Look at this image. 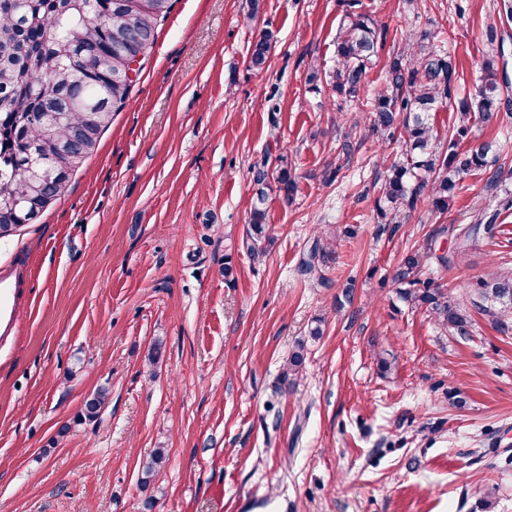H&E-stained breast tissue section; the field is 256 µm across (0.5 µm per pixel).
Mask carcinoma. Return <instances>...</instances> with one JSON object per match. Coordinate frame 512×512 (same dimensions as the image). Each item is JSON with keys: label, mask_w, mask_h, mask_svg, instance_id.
<instances>
[{"label": "carcinoma", "mask_w": 512, "mask_h": 512, "mask_svg": "<svg viewBox=\"0 0 512 512\" xmlns=\"http://www.w3.org/2000/svg\"><path fill=\"white\" fill-rule=\"evenodd\" d=\"M171 9V0H0V228L11 235L31 224L65 193L74 171L95 149L112 123L113 113L129 101L133 84L127 75L135 56L149 55L157 28ZM273 35L266 32L251 48V67L261 69L269 57ZM384 32L366 14L346 15L336 39V67H314L308 83L324 82L343 99L360 96L365 76L379 58ZM459 73L455 56L433 43L424 31L407 37L383 67V77L366 101L370 127L383 143H401L389 153V164L374 183L378 223H407L419 204L432 215L452 205L461 181L500 162L505 145L485 140L471 149L472 122L491 125L512 105L496 56L484 59L482 75L468 96L452 102ZM455 107L451 133L441 136L435 114ZM512 179V166L500 162L488 171L487 190L498 193ZM254 181L259 188L250 208L246 247L252 255L270 241L267 194L274 183L285 200L293 198L297 181L284 157L274 168L263 166ZM512 209L504 197L494 208L473 215L459 228L454 245L442 255L410 250L402 256L393 281L398 297L423 310L441 328L460 337L470 335L472 312L490 317L512 313V270L494 268L479 278L462 305L448 289L422 279L430 259L444 267L461 262L484 239L498 232L501 215ZM336 260V235L314 239L301 272L313 275ZM298 343L283 365L282 379L293 384L305 356ZM109 390L100 387L84 400L81 418L98 419ZM168 460L155 449L143 464L140 489L149 488Z\"/></svg>", "instance_id": "obj_1"}]
</instances>
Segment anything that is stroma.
<instances>
[{"instance_id":"stroma-1","label":"stroma","mask_w":512,"mask_h":512,"mask_svg":"<svg viewBox=\"0 0 512 512\" xmlns=\"http://www.w3.org/2000/svg\"><path fill=\"white\" fill-rule=\"evenodd\" d=\"M500 4L428 0L415 16L402 0H260L250 19L241 0H172L127 106L65 195L0 240V266L31 269L20 330L0 335V512H512V315L505 330L474 315L470 336H453L393 282L404 251H449L458 225L495 207L486 178L466 177L444 215L378 223L387 153L365 99L307 82L311 66H335L339 25L360 12L387 54L431 32L467 95L490 19L512 64ZM267 31V65L251 68ZM346 137L353 159L324 185ZM280 156L298 190L289 202L269 190L272 242L254 257V171ZM502 219L503 234L426 277L463 302L491 267L512 268V210ZM345 225L355 234L335 263L301 275L314 238ZM300 341L290 387L282 368ZM101 387L100 418L81 421ZM157 448L169 459L141 490Z\"/></svg>"}]
</instances>
